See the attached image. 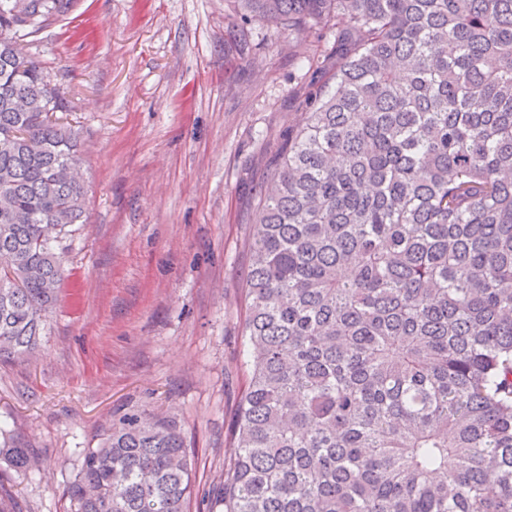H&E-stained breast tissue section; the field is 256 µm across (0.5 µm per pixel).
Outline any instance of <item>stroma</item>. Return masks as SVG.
<instances>
[{
	"label": "stroma",
	"instance_id": "35a3bbf8",
	"mask_svg": "<svg viewBox=\"0 0 512 512\" xmlns=\"http://www.w3.org/2000/svg\"><path fill=\"white\" fill-rule=\"evenodd\" d=\"M314 32L244 23L232 0H78L28 48L66 91L87 221L36 354L0 363V473L18 512H63L81 451L134 409L196 451L190 512L224 479L246 368L243 286L258 190L306 107ZM33 448L14 446L0 448V470H13L16 473H27L31 469L32 458L35 457Z\"/></svg>",
	"mask_w": 512,
	"mask_h": 512
}]
</instances>
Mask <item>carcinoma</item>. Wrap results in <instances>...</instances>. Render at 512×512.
Here are the masks:
<instances>
[{
	"label": "carcinoma",
	"mask_w": 512,
	"mask_h": 512,
	"mask_svg": "<svg viewBox=\"0 0 512 512\" xmlns=\"http://www.w3.org/2000/svg\"><path fill=\"white\" fill-rule=\"evenodd\" d=\"M333 36L264 179L222 512H512V0H234ZM76 0L0 10V362L34 352L84 223L64 98L13 47ZM17 98L26 111L15 109ZM35 451L0 448L27 473ZM178 421L110 420L68 512H189Z\"/></svg>",
	"instance_id": "obj_1"
}]
</instances>
